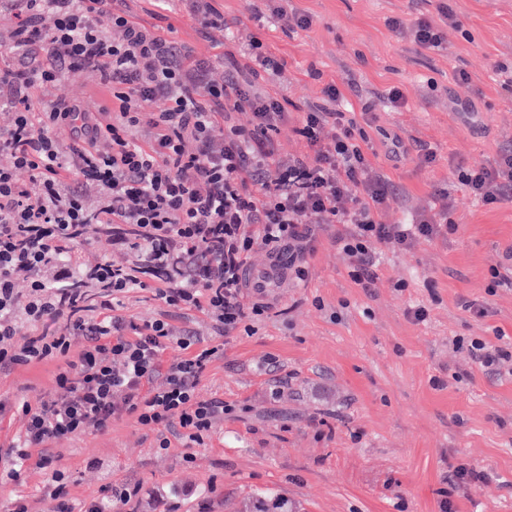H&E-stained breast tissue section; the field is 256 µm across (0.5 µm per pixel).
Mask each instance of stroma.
<instances>
[{
    "instance_id": "stroma-1",
    "label": "stroma",
    "mask_w": 512,
    "mask_h": 512,
    "mask_svg": "<svg viewBox=\"0 0 512 512\" xmlns=\"http://www.w3.org/2000/svg\"><path fill=\"white\" fill-rule=\"evenodd\" d=\"M444 2L458 22L441 50L423 49L409 29L387 25L392 17L438 18ZM127 5L143 25L210 61L214 81L224 79L225 52L251 34L284 61L282 73L259 81L287 103L288 121L275 136L279 155H309L294 129L326 84L339 86L343 108L369 105L371 162L399 191L379 220L418 218L442 189L455 229L417 238L405 251L369 242L376 283L366 290L336 245L338 225H320L305 280L287 278L266 292L270 310L237 336L216 337L201 312L169 310L151 290H131L125 316L142 324L165 314L218 346L198 391L231 412L191 447L171 428L163 434L168 449H159L158 435L128 416L106 431L52 442L69 502L128 484L141 488L132 512H238L265 491L287 496L298 512H441L445 499L451 512H512V362L493 375L451 343L461 336L512 346V286L492 287L490 274L512 247V198L482 205L459 180L460 170L491 164L512 146V88L502 85L512 73V0H287V10L312 17L305 30L276 17L251 19L248 0H215L227 24L204 34L186 0ZM461 69L468 81L457 80ZM392 88L402 92V106L388 101ZM59 100L97 112L112 95L91 73L71 69L35 90L32 106ZM460 102L472 113L457 112ZM386 132L402 138L404 155L388 152ZM423 149L434 153L431 165H419ZM104 260L127 265L133 252L94 235L65 263L78 269ZM468 301L484 304L487 317L474 318ZM418 304L429 310L426 322L407 316ZM64 366L55 359L0 370V401L37 402ZM461 464L484 471L487 481L453 487L446 478ZM47 482L32 463L20 480L0 481V512L17 497L29 512H52Z\"/></svg>"
}]
</instances>
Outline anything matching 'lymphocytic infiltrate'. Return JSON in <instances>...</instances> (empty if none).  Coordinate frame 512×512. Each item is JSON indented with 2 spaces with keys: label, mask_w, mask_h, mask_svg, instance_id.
<instances>
[{
  "label": "lymphocytic infiltrate",
  "mask_w": 512,
  "mask_h": 512,
  "mask_svg": "<svg viewBox=\"0 0 512 512\" xmlns=\"http://www.w3.org/2000/svg\"><path fill=\"white\" fill-rule=\"evenodd\" d=\"M1 1L14 18L5 41L16 61L0 67V85L14 91L13 122L0 129V153L9 158L0 165V368L67 360L52 393L15 407L24 428L0 449L12 463L11 480L20 479L30 449L106 430L125 416L152 431L179 427L198 445L223 419V401L198 392L217 347L200 345L164 318L141 325L127 319L120 309L130 289L148 288L169 307L201 311L217 335L232 336L269 309L263 299L245 297L254 245L301 280L315 225H343L336 244L355 283L369 289L375 274L368 241L404 251L416 238L453 231L443 193L436 211L416 223L378 221L397 188L374 170L366 130L337 110L336 84L324 87L323 104L308 108L297 129L312 158L279 156L274 136L288 111L258 78L281 72L282 64L260 39L246 44L245 68H229L218 84L209 62L138 22L125 0ZM101 14L120 39L97 26ZM73 68L110 89L111 121L62 101L33 112L32 89L55 84ZM239 111L252 113L251 127L232 124ZM62 130L71 140L66 148ZM104 141L111 146L106 153L99 148ZM189 141L194 150H186ZM23 172L28 181L20 180ZM461 182L485 205L511 198L512 147L493 165L467 170ZM95 224L128 244L137 264H97L91 292L77 287L76 272L62 270L61 256ZM22 271L30 276L23 295L15 288ZM22 321L32 332L15 349L11 340ZM172 348L179 357L165 360ZM37 466L49 474L55 512H121L140 492L136 485L116 488L76 511L52 457L42 452Z\"/></svg>",
  "instance_id": "lymphocytic-infiltrate-1"
}]
</instances>
